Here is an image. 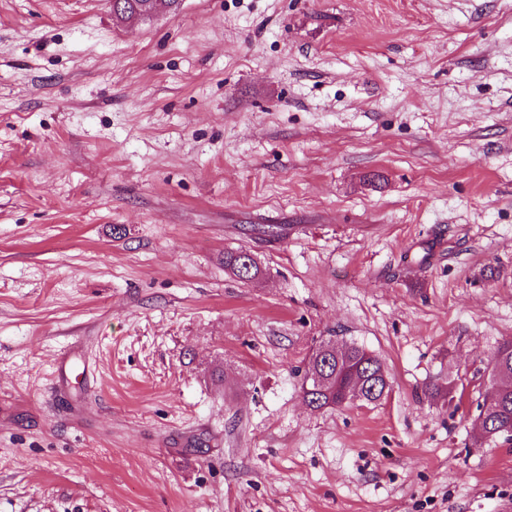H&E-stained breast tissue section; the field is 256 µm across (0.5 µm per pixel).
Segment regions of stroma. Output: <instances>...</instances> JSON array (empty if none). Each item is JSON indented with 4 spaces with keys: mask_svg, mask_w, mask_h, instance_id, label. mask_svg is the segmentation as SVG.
Here are the masks:
<instances>
[{
    "mask_svg": "<svg viewBox=\"0 0 512 512\" xmlns=\"http://www.w3.org/2000/svg\"><path fill=\"white\" fill-rule=\"evenodd\" d=\"M510 338L512 0H0V512H512ZM224 267L243 281L255 280L261 275L256 259L244 250L225 252ZM330 342V339L322 342L300 370V388L307 406L313 411H320L348 405L352 402L347 401L345 391L351 384H361L364 399L360 401H379L381 390L388 384L383 362L355 342L343 341L337 353H332ZM375 386L377 390L372 392ZM490 388L478 403V418L484 416L483 438L512 442V339L498 345L490 359ZM496 387V391L493 393Z\"/></svg>",
    "mask_w": 512,
    "mask_h": 512,
    "instance_id": "stroma-1",
    "label": "stroma"
}]
</instances>
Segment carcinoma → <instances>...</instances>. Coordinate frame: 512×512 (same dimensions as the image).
Segmentation results:
<instances>
[{"label":"carcinoma","mask_w":512,"mask_h":512,"mask_svg":"<svg viewBox=\"0 0 512 512\" xmlns=\"http://www.w3.org/2000/svg\"><path fill=\"white\" fill-rule=\"evenodd\" d=\"M224 267L238 279L255 280L261 269L256 259L244 250L224 253ZM487 370L490 388L478 403L481 431L487 440L512 442V339L498 345ZM301 374L302 398L313 411L349 404L346 389L361 385L364 401H378L380 390L388 383L383 362L355 342H341L337 352L329 345H319L305 361Z\"/></svg>","instance_id":"1"}]
</instances>
